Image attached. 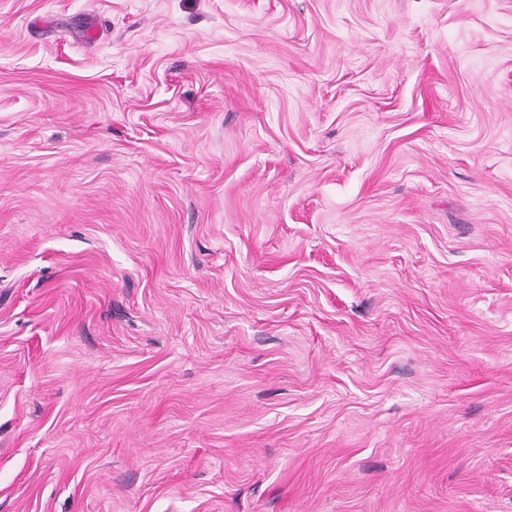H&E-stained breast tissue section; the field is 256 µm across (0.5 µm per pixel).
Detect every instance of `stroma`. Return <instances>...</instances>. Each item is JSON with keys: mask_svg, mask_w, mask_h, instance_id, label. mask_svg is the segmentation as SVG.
<instances>
[{"mask_svg": "<svg viewBox=\"0 0 512 512\" xmlns=\"http://www.w3.org/2000/svg\"><path fill=\"white\" fill-rule=\"evenodd\" d=\"M0 512H512V0H0Z\"/></svg>", "mask_w": 512, "mask_h": 512, "instance_id": "35a3bbf8", "label": "stroma"}]
</instances>
